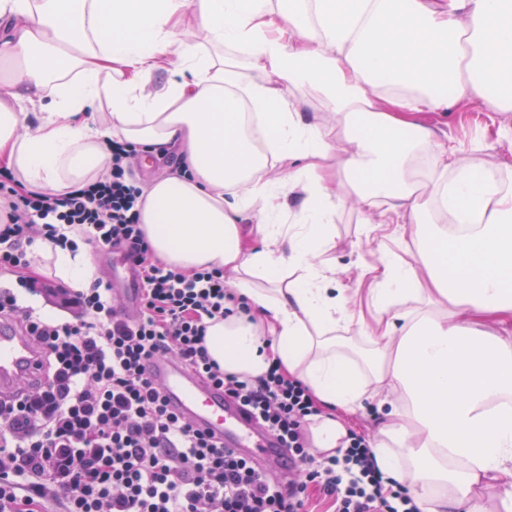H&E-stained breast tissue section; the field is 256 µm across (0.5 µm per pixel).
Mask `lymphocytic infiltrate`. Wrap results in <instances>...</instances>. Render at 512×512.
<instances>
[{
	"mask_svg": "<svg viewBox=\"0 0 512 512\" xmlns=\"http://www.w3.org/2000/svg\"><path fill=\"white\" fill-rule=\"evenodd\" d=\"M130 153L112 150L108 175L63 193L24 190L0 170V316L14 320L41 361V378L0 396V512H307L311 490L335 512H419L406 490L385 489L366 437L351 433L337 455L308 451L307 388L278 369L242 381L224 375L204 344L206 322L224 316L219 267L192 272L154 260L126 178ZM77 230L69 239L65 228ZM79 242L119 251L133 265L138 302L126 309L110 282L68 288L30 275L32 247ZM55 295L72 320L49 319L18 290ZM172 356L247 407L288 450L280 474L258 472L172 411L147 376Z\"/></svg>",
	"mask_w": 512,
	"mask_h": 512,
	"instance_id": "f902f5d3",
	"label": "lymphocytic infiltrate"
}]
</instances>
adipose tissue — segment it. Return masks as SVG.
I'll return each mask as SVG.
<instances>
[{
    "label": "adipose tissue",
    "mask_w": 512,
    "mask_h": 512,
    "mask_svg": "<svg viewBox=\"0 0 512 512\" xmlns=\"http://www.w3.org/2000/svg\"><path fill=\"white\" fill-rule=\"evenodd\" d=\"M189 8L191 43L173 25ZM0 62V157L28 190L106 176L116 142L180 157L142 183L139 222L159 262L232 281L205 335L225 374L277 365L301 381L320 409L311 445L331 456L349 443L341 413L391 396L371 447L384 485L420 512H481L491 481L512 512V174L413 119L481 101L512 144V0H0ZM309 86L343 150L304 118ZM291 194L303 203L287 216ZM349 200L420 227L415 264L390 250L365 263L358 342L338 333L350 297L322 259ZM36 249L74 287L93 279L90 252ZM439 303L450 317L430 313Z\"/></svg>",
    "instance_id": "adipose-tissue-1"
}]
</instances>
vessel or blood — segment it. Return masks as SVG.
<instances>
[{"mask_svg":"<svg viewBox=\"0 0 512 512\" xmlns=\"http://www.w3.org/2000/svg\"><path fill=\"white\" fill-rule=\"evenodd\" d=\"M36 373V357L25 338L0 323V392H16ZM149 375L161 386L176 413L225 447L235 449L257 469L265 470L285 460V450L271 434L260 430L235 402L225 398L221 389L176 360L152 359Z\"/></svg>","mask_w":512,"mask_h":512,"instance_id":"vessel-or-blood-1","label":"vessel or blood"}]
</instances>
